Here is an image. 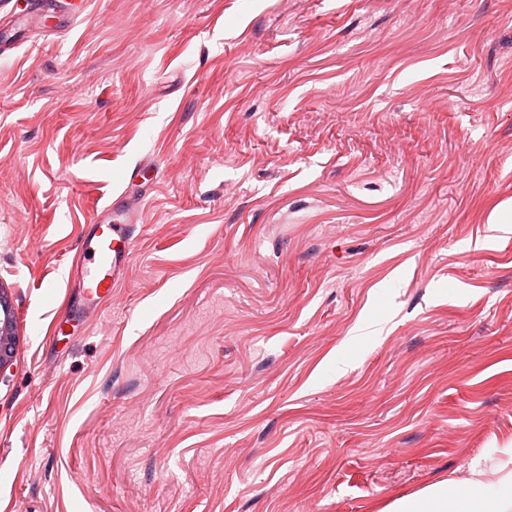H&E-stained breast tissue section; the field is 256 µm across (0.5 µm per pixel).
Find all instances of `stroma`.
<instances>
[{
  "label": "stroma",
  "instance_id": "35a3bbf8",
  "mask_svg": "<svg viewBox=\"0 0 512 512\" xmlns=\"http://www.w3.org/2000/svg\"><path fill=\"white\" fill-rule=\"evenodd\" d=\"M509 146L512 0H89L0 55V512H381L497 457ZM142 172L141 164L123 169L119 201L96 210L91 218L93 228L86 242L87 263L79 280L83 306L110 295L129 263L132 229L135 224H142V200L130 197L129 192ZM14 325L12 308L8 298L0 294V373L10 365L13 354V337L6 332ZM6 336V337H5Z\"/></svg>",
  "mask_w": 512,
  "mask_h": 512
}]
</instances>
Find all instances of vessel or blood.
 <instances>
[{
  "instance_id": "1",
  "label": "vessel or blood",
  "mask_w": 512,
  "mask_h": 512,
  "mask_svg": "<svg viewBox=\"0 0 512 512\" xmlns=\"http://www.w3.org/2000/svg\"><path fill=\"white\" fill-rule=\"evenodd\" d=\"M87 5L88 0H26L23 11L11 14L9 21L0 27V53L13 49L18 33L45 27L50 18L72 23L86 11ZM142 172L138 165L123 169L118 203L106 204L91 219L86 263L79 280L84 304H94L110 295L129 263L132 229L142 221V201L131 197L130 189Z\"/></svg>"
}]
</instances>
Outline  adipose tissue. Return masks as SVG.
Masks as SVG:
<instances>
[{
  "label": "adipose tissue",
  "instance_id": "adipose-tissue-1",
  "mask_svg": "<svg viewBox=\"0 0 512 512\" xmlns=\"http://www.w3.org/2000/svg\"><path fill=\"white\" fill-rule=\"evenodd\" d=\"M384 512H512V448L490 468H471L468 477L448 478L395 499Z\"/></svg>",
  "mask_w": 512,
  "mask_h": 512
}]
</instances>
